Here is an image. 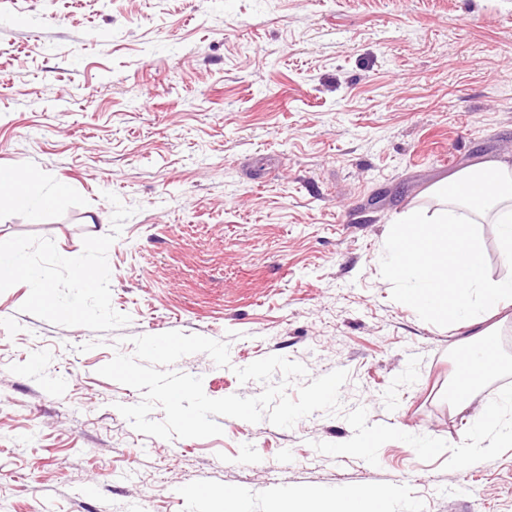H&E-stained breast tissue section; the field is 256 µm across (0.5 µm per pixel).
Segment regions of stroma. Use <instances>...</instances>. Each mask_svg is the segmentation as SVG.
<instances>
[{
	"mask_svg": "<svg viewBox=\"0 0 512 512\" xmlns=\"http://www.w3.org/2000/svg\"><path fill=\"white\" fill-rule=\"evenodd\" d=\"M504 155L512 0H0V169L51 200L0 207V238L54 299L0 280V512H189L198 486L246 512L393 486L390 512H512V447L448 464L512 386V309L506 371L454 412L476 331L404 302L382 258L434 183ZM173 330L228 343L229 366L174 365L209 397L259 395L235 371L279 355L347 370L341 409L142 434L117 410L141 392L98 370ZM367 428L374 448L337 452Z\"/></svg>",
	"mask_w": 512,
	"mask_h": 512,
	"instance_id": "35a3bbf8",
	"label": "stroma"
}]
</instances>
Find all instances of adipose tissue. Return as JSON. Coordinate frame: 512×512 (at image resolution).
<instances>
[{
    "label": "adipose tissue",
    "instance_id": "obj_1",
    "mask_svg": "<svg viewBox=\"0 0 512 512\" xmlns=\"http://www.w3.org/2000/svg\"><path fill=\"white\" fill-rule=\"evenodd\" d=\"M482 171L496 177L498 186L480 206H473L464 194L470 173H455L429 189L438 209L430 214L418 210L405 214L392 224L383 242L386 265L401 284L403 300L434 320L459 327L483 325L501 309L512 306V274L498 279L486 275L483 249L474 232L475 225H495L501 248L512 260V163L491 160ZM40 180V173L33 170L1 171L0 205L38 210L41 201L35 189ZM0 277L23 279L35 294L49 292L46 278L29 256L2 240ZM510 447L511 386L485 405L469 445L448 463L480 462L497 449ZM392 495V490L370 487L345 491L331 499L311 493L289 504L288 512H385L384 503Z\"/></svg>",
    "mask_w": 512,
    "mask_h": 512
}]
</instances>
